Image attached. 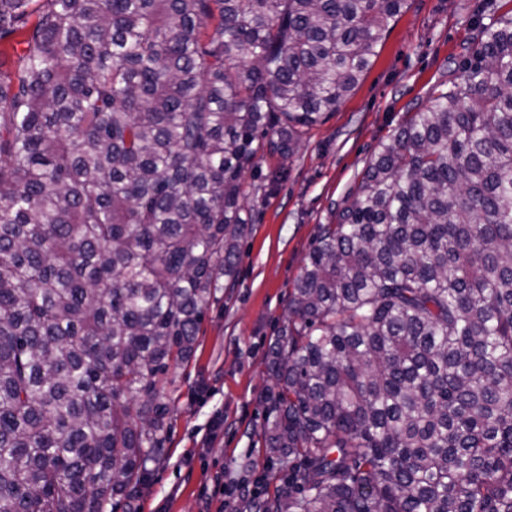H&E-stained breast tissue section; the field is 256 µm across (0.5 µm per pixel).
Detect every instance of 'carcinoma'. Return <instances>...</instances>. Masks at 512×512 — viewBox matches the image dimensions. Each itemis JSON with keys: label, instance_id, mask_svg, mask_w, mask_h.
I'll return each instance as SVG.
<instances>
[{"label": "carcinoma", "instance_id": "carcinoma-1", "mask_svg": "<svg viewBox=\"0 0 512 512\" xmlns=\"http://www.w3.org/2000/svg\"><path fill=\"white\" fill-rule=\"evenodd\" d=\"M408 0H0V512H135L162 377ZM318 227L270 345L264 512H512V15Z\"/></svg>", "mask_w": 512, "mask_h": 512}]
</instances>
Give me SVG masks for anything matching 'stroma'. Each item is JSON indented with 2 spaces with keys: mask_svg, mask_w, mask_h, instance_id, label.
<instances>
[{
  "mask_svg": "<svg viewBox=\"0 0 512 512\" xmlns=\"http://www.w3.org/2000/svg\"><path fill=\"white\" fill-rule=\"evenodd\" d=\"M511 11L512 0H409L351 95L305 129L289 161L260 160L259 174L282 168L285 178L264 192L245 176L243 204L253 221L240 242L238 277L209 308L194 354L168 372L165 456L137 512H250L247 499L227 502L225 484L256 488L263 499L274 494L283 474L265 448L267 353L318 227L335 223L407 110L447 81L474 44L475 21Z\"/></svg>",
  "mask_w": 512,
  "mask_h": 512,
  "instance_id": "stroma-1",
  "label": "stroma"
}]
</instances>
